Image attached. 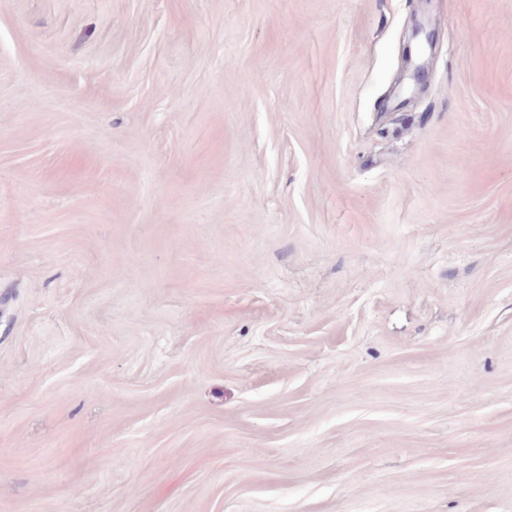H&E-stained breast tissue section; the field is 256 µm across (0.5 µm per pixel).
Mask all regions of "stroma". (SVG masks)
Returning <instances> with one entry per match:
<instances>
[{
    "instance_id": "35a3bbf8",
    "label": "stroma",
    "mask_w": 512,
    "mask_h": 512,
    "mask_svg": "<svg viewBox=\"0 0 512 512\" xmlns=\"http://www.w3.org/2000/svg\"><path fill=\"white\" fill-rule=\"evenodd\" d=\"M0 512H512V0H0Z\"/></svg>"
}]
</instances>
